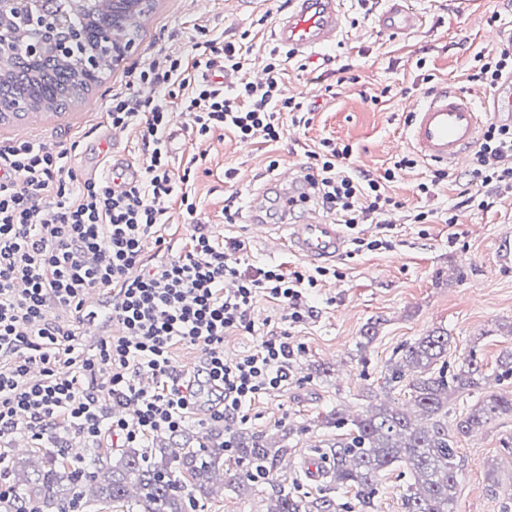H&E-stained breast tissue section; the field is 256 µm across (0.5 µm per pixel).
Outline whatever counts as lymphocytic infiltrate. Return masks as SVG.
<instances>
[{"mask_svg": "<svg viewBox=\"0 0 512 512\" xmlns=\"http://www.w3.org/2000/svg\"><path fill=\"white\" fill-rule=\"evenodd\" d=\"M267 55L257 81L247 75L242 47L217 39L193 42L187 55L158 50L130 72L106 107L113 127L137 131L143 163L126 189H113L108 175L78 180L67 150L30 140L0 144L1 448L16 433L39 442L58 427L92 447L107 437L112 447L137 448L158 433L178 435L201 413L230 433L252 400L287 385L299 352L287 333L256 329L254 309L268 298L284 306L287 322H306L309 294L329 270L246 266L243 244L217 242L199 218L191 167L172 177L164 138L178 117L199 136L228 130L267 143L309 126L310 108L283 88L288 53L274 46ZM474 60L470 81L496 88L512 75V44ZM212 70L238 80L219 89L207 77ZM351 154L332 139L305 150L312 195L348 229L375 225V235L354 237L358 247L392 248L386 186L418 161L409 153L373 176L351 172ZM471 165L462 207L484 209L493 194L512 191V125L489 123ZM175 198L195 228L181 246L165 232ZM51 308L63 319L47 320ZM92 318L98 334L86 346L78 331ZM111 319L122 334H109ZM235 332L256 344L229 359L224 338ZM178 345L198 349L192 370L174 368Z\"/></svg>", "mask_w": 512, "mask_h": 512, "instance_id": "1", "label": "lymphocytic infiltrate"}]
</instances>
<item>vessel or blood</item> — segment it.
<instances>
[{
    "label": "vessel or blood",
    "instance_id": "b4317fda",
    "mask_svg": "<svg viewBox=\"0 0 512 512\" xmlns=\"http://www.w3.org/2000/svg\"><path fill=\"white\" fill-rule=\"evenodd\" d=\"M385 2V9L373 20L379 30L408 35L422 25L423 14L410 8L409 0ZM344 6L345 0H290L274 38L296 57L334 47L344 33ZM411 112L406 133L409 146L423 160L461 166L479 139L484 114L512 112V79L480 102L465 91L442 86L415 100ZM273 184L283 199L309 193L311 188L304 171L297 168L279 173ZM245 222L252 233L273 237L277 248L317 264L336 261L349 244L344 226L312 207L301 223L272 224L253 204L245 213Z\"/></svg>",
    "mask_w": 512,
    "mask_h": 512
}]
</instances>
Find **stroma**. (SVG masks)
Segmentation results:
<instances>
[{
	"mask_svg": "<svg viewBox=\"0 0 512 512\" xmlns=\"http://www.w3.org/2000/svg\"><path fill=\"white\" fill-rule=\"evenodd\" d=\"M410 3L425 20L414 34L401 38L378 32L357 0H346V35L334 49V66L352 65L357 82L337 84L333 66H326L319 54L288 61L282 76L288 95L317 105L299 136L246 145L228 131L207 137L184 132L172 143L175 166L197 160L193 189L204 222L218 239L243 242L247 264L307 266L292 253L269 249L244 222L224 221L225 198L233 195L247 202L272 179L270 159L302 166L295 142L314 146L329 138L352 146L351 168L377 175L409 149L405 127L410 104L419 96L415 86L421 74L433 75L434 85L445 83L484 96V87L467 76L475 54L492 46L488 20L503 11L502 0H469L465 7L460 0ZM282 14L279 0H240L235 6L209 0L205 7L198 0H154L137 52L114 66L102 87L66 110L0 122V142L26 138L70 146V165L81 180L92 169L107 167L116 155L139 162L134 129H127L118 143L104 141L106 102L124 90L128 72L146 64L157 50L188 49L201 27L212 38L246 36L250 55H263ZM374 95L379 98L375 104L370 101ZM432 168V163L419 161L391 183L388 193L401 204L393 248L348 249L334 264L336 276L314 294L311 319L288 324L282 306L270 299L255 307L256 325L287 331L290 344L301 353L288 385L256 398L240 428L286 448L287 458L296 464L287 476L298 481L299 492L318 490L301 480L299 466L315 455L318 445L335 438L337 429L326 424L327 415L338 409L361 414L384 400L410 405L409 390L401 385L386 390L383 378L390 359L419 337L447 332V369L473 354L488 378L481 390L449 403V424H456L482 396L512 391V377L498 375L500 355L512 351V194L497 195L490 209L459 212L454 224L410 223L417 211L442 214L457 201L452 185L429 197L418 194V184ZM368 331L374 338L366 344L362 338ZM510 438L512 416H503L459 441L454 512H500L502 502L512 496V454L502 446ZM491 483L496 486L492 492L487 489ZM272 492L267 483L248 496L225 487L200 512H267Z\"/></svg>",
	"mask_w": 512,
	"mask_h": 512,
	"instance_id": "1",
	"label": "stroma"
}]
</instances>
